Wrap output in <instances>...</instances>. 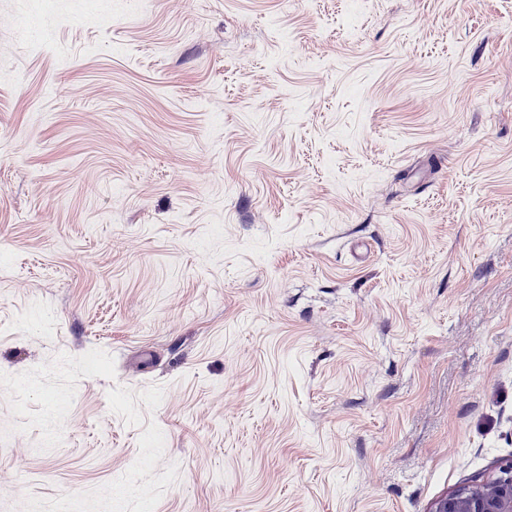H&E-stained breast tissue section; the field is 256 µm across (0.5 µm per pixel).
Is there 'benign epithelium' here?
Instances as JSON below:
<instances>
[{
	"instance_id": "obj_1",
	"label": "benign epithelium",
	"mask_w": 512,
	"mask_h": 512,
	"mask_svg": "<svg viewBox=\"0 0 512 512\" xmlns=\"http://www.w3.org/2000/svg\"><path fill=\"white\" fill-rule=\"evenodd\" d=\"M429 512H512V461L479 484L457 488Z\"/></svg>"
}]
</instances>
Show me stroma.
Wrapping results in <instances>:
<instances>
[{"mask_svg": "<svg viewBox=\"0 0 512 512\" xmlns=\"http://www.w3.org/2000/svg\"><path fill=\"white\" fill-rule=\"evenodd\" d=\"M509 461L512 0H0V512Z\"/></svg>", "mask_w": 512, "mask_h": 512, "instance_id": "1", "label": "stroma"}]
</instances>
